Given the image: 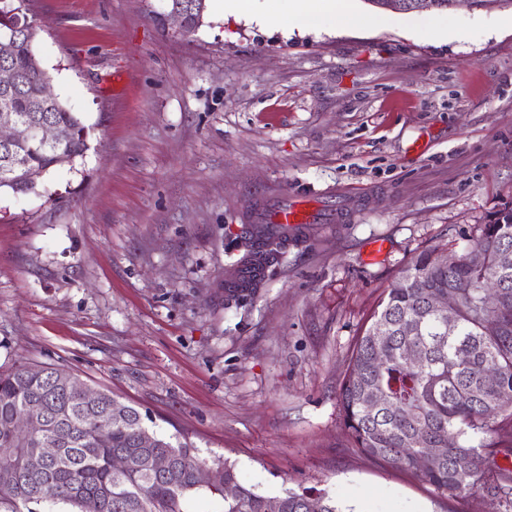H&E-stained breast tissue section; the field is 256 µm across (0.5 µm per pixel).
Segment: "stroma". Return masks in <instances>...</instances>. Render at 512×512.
Masks as SVG:
<instances>
[{
    "label": "stroma",
    "mask_w": 512,
    "mask_h": 512,
    "mask_svg": "<svg viewBox=\"0 0 512 512\" xmlns=\"http://www.w3.org/2000/svg\"><path fill=\"white\" fill-rule=\"evenodd\" d=\"M54 94L89 149L36 192H0V370L57 367L149 430L225 458L267 496L354 512H497L354 448L340 385L358 336L418 254L462 251L512 202V2L283 32L169 0H27ZM354 209L332 220L337 199ZM298 199L247 302L250 210ZM381 253H372L375 242ZM170 2L171 9L185 12L188 25L187 32L195 31L201 25L203 14L206 10V0H170ZM182 11L173 10L170 12V16L179 23L182 32H184L186 20L185 14Z\"/></svg>",
    "instance_id": "obj_1"
}]
</instances>
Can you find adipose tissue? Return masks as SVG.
Returning a JSON list of instances; mask_svg holds the SVG:
<instances>
[{
	"label": "adipose tissue",
	"instance_id": "obj_1",
	"mask_svg": "<svg viewBox=\"0 0 512 512\" xmlns=\"http://www.w3.org/2000/svg\"><path fill=\"white\" fill-rule=\"evenodd\" d=\"M215 11L220 15L249 14L260 24L274 28L298 25L304 28L316 26L321 21H330L334 26L349 28L360 25L361 20L341 0H290L287 11L258 8L255 0H214Z\"/></svg>",
	"mask_w": 512,
	"mask_h": 512
}]
</instances>
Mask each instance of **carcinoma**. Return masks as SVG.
<instances>
[{
    "label": "carcinoma",
    "instance_id": "1",
    "mask_svg": "<svg viewBox=\"0 0 512 512\" xmlns=\"http://www.w3.org/2000/svg\"><path fill=\"white\" fill-rule=\"evenodd\" d=\"M186 14L187 31L196 30L206 0H170ZM34 27L22 8L0 5V64L18 74L8 93L12 112L29 125L48 120L63 133L59 143L0 146V190L27 194L52 170L74 165L88 149L90 128L53 96L41 95L50 80L33 49ZM436 293L456 302L454 326L430 311ZM384 361L374 365L377 353ZM420 358V365L405 357ZM80 380L58 368L20 365L0 373V448L14 449L0 460V505L65 502L78 512H190L189 497L203 491L224 501V512H341L326 494L286 490L269 497L240 483L226 459L211 463L197 449L173 445L151 433L152 447H139L148 432L140 412L123 405L125 419L109 423L115 398L100 392L84 400ZM382 396L374 410L370 397ZM34 402L43 404L40 427L22 436L16 422ZM343 423L356 448L392 467L412 471L438 494L464 499L480 491L512 512V470L496 464L512 453V203L492 212L481 233L461 254L439 264L422 252L401 272L396 285L374 311L356 340L339 390ZM448 439L441 457L419 463L416 438ZM39 448L55 455L37 472L28 468ZM124 453L131 466L112 469V456ZM167 455L173 469L154 472L153 455ZM209 467L220 484L202 485L195 471ZM237 488L224 496V484Z\"/></svg>",
    "mask_w": 512,
    "mask_h": 512
}]
</instances>
